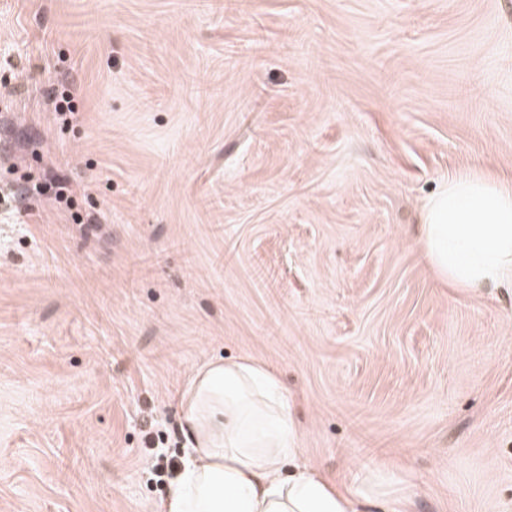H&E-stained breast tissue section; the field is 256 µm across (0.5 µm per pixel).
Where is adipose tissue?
I'll list each match as a JSON object with an SVG mask.
<instances>
[{"instance_id":"ef3b65f1","label":"adipose tissue","mask_w":512,"mask_h":512,"mask_svg":"<svg viewBox=\"0 0 512 512\" xmlns=\"http://www.w3.org/2000/svg\"><path fill=\"white\" fill-rule=\"evenodd\" d=\"M423 256L438 278L479 289L512 280V186L478 173L448 179L421 210ZM186 450L159 512H408L330 481L298 446L278 376L247 358H210L179 396Z\"/></svg>"}]
</instances>
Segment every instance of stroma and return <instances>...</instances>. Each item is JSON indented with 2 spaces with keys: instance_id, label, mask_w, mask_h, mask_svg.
Wrapping results in <instances>:
<instances>
[{
  "instance_id": "stroma-1",
  "label": "stroma",
  "mask_w": 512,
  "mask_h": 512,
  "mask_svg": "<svg viewBox=\"0 0 512 512\" xmlns=\"http://www.w3.org/2000/svg\"><path fill=\"white\" fill-rule=\"evenodd\" d=\"M472 172L512 182V0H0V512H157L214 356L329 479L512 512V286L418 243Z\"/></svg>"
}]
</instances>
